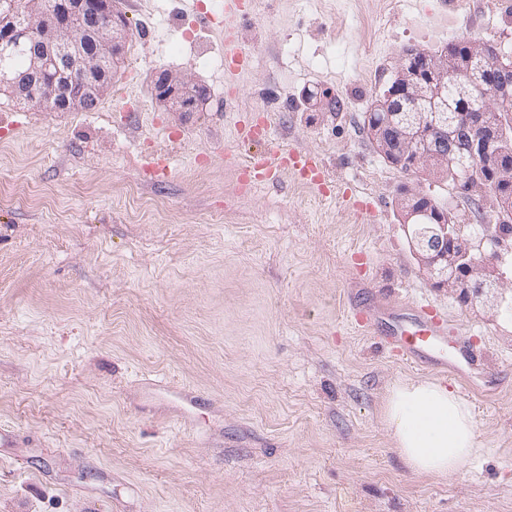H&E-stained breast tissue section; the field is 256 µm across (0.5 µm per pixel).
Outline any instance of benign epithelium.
I'll list each match as a JSON object with an SVG mask.
<instances>
[{
    "label": "benign epithelium",
    "mask_w": 512,
    "mask_h": 512,
    "mask_svg": "<svg viewBox=\"0 0 512 512\" xmlns=\"http://www.w3.org/2000/svg\"><path fill=\"white\" fill-rule=\"evenodd\" d=\"M130 38L114 0H67L62 15L44 0H0V55L21 52L28 65L20 74L0 71V90L32 105L54 100L60 112L83 111L112 86V77ZM488 65L490 80L476 83L471 64ZM429 75L424 76L421 70ZM79 87L58 95L61 82ZM157 99L171 112H189L204 99V88L167 71L154 77ZM512 101V57L496 45L467 41L462 57L402 51L389 87L377 99L380 120L367 123L377 151L403 170L423 173L433 184L452 182L463 192L485 186L486 177L512 185V129L498 113L455 112L448 88ZM412 252L434 288L456 294L466 304L500 313L512 308V292L499 287L512 261V226L459 224L447 208L420 191L401 198Z\"/></svg>",
    "instance_id": "benign-epithelium-1"
}]
</instances>
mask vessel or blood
Returning <instances> with one entry per match:
<instances>
[{"label": "vessel or blood", "instance_id": "obj_1", "mask_svg": "<svg viewBox=\"0 0 512 512\" xmlns=\"http://www.w3.org/2000/svg\"><path fill=\"white\" fill-rule=\"evenodd\" d=\"M248 0H224V53L234 61H242L244 52L239 38L237 21L249 11ZM288 171L311 185L321 184L326 178L322 161L299 150H264L251 153L244 174L269 180L280 172ZM388 301L379 298L375 305L355 308L354 320L364 329L371 328L379 315L388 313ZM448 331V314L429 304L415 305L407 316L400 319L395 331L383 342L396 356L415 365H428L438 375L450 374L462 380L463 395L476 390L474 374L479 371L487 356L471 346L467 337L454 341V352L445 355L442 340Z\"/></svg>", "mask_w": 512, "mask_h": 512}]
</instances>
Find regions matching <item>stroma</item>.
Wrapping results in <instances>:
<instances>
[{"label": "stroma", "instance_id": "stroma-1", "mask_svg": "<svg viewBox=\"0 0 512 512\" xmlns=\"http://www.w3.org/2000/svg\"><path fill=\"white\" fill-rule=\"evenodd\" d=\"M192 2L118 0L131 37L89 110L0 93V512H512V314L432 288L398 202L512 212L392 166L365 126L404 49L512 54V0H252L240 38L263 62L236 75L205 64L224 43ZM162 70L205 86L194 112L156 100ZM256 123L316 153L326 189L241 191ZM383 294L489 354L498 388L467 400L485 452L455 476L409 471L382 420L391 385L436 378L355 325Z\"/></svg>", "mask_w": 512, "mask_h": 512}]
</instances>
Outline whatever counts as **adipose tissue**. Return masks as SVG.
<instances>
[{"label":"adipose tissue","instance_id":"ef3b65f1","mask_svg":"<svg viewBox=\"0 0 512 512\" xmlns=\"http://www.w3.org/2000/svg\"><path fill=\"white\" fill-rule=\"evenodd\" d=\"M383 421L406 466L418 475H455L482 451L470 408L437 382L392 386L385 398Z\"/></svg>","mask_w":512,"mask_h":512}]
</instances>
